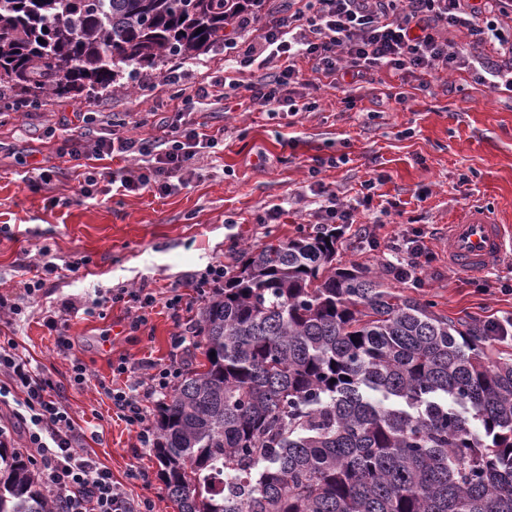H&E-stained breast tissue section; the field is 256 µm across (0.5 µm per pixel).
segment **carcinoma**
<instances>
[{"label": "carcinoma", "mask_w": 512, "mask_h": 512, "mask_svg": "<svg viewBox=\"0 0 512 512\" xmlns=\"http://www.w3.org/2000/svg\"><path fill=\"white\" fill-rule=\"evenodd\" d=\"M255 2L0 0V111L194 58ZM193 329L205 360L156 409L179 512H512V357L484 323L337 265L336 231L242 250ZM54 509L0 443V512Z\"/></svg>", "instance_id": "carcinoma-1"}]
</instances>
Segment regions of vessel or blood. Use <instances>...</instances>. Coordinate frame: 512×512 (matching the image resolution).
<instances>
[{
  "label": "vessel or blood",
  "mask_w": 512,
  "mask_h": 512,
  "mask_svg": "<svg viewBox=\"0 0 512 512\" xmlns=\"http://www.w3.org/2000/svg\"><path fill=\"white\" fill-rule=\"evenodd\" d=\"M448 262L460 273L478 276L512 255V226L473 206L448 227Z\"/></svg>",
  "instance_id": "vessel-or-blood-1"
}]
</instances>
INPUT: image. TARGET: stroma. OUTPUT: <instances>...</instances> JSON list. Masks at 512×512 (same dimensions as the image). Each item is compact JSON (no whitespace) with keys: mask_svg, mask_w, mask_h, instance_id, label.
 Wrapping results in <instances>:
<instances>
[{"mask_svg":"<svg viewBox=\"0 0 512 512\" xmlns=\"http://www.w3.org/2000/svg\"><path fill=\"white\" fill-rule=\"evenodd\" d=\"M166 67L148 72L142 82L92 97H44L24 112H0V294L15 298L28 278L27 265L41 246H49L58 266L39 296L24 300L25 311L12 323L0 318V333L13 338L20 356L37 373L50 377L82 429L80 444L107 468L127 497L150 502L154 512H178L159 478L152 448L120 420L103 388L119 363L136 367L178 356L184 368L203 359L187 346L172 350L175 327L167 299L182 294L187 317L204 306L190 281L212 264L231 263L244 247H262L298 233L316 231L324 203L317 185L339 198L358 201L356 221L342 227L336 261L381 270L402 294L423 297L453 319L503 320L512 317V260L475 278L448 265L445 242L471 203L488 207L512 225V95L496 94L479 81L476 70L450 72L447 86L421 91L415 80L385 70L360 84L347 107L341 93L307 89L314 111L288 118L245 112L235 100L202 106L199 121L223 131L224 144L200 155L188 183L170 194L124 193L78 200L79 178L48 143L49 127L75 128L79 112H108L126 120V133L158 135V123L171 114L175 87L165 81ZM408 93L405 105L386 94ZM322 159L310 178L313 159ZM55 170L48 186L31 187V168ZM468 175L460 183V175ZM385 181L369 202H362L365 181ZM59 206H52V199ZM282 206L279 223L260 216ZM371 233L379 245L363 240ZM423 236L433 253L423 261L419 279L388 274L390 242ZM79 270L68 264L77 258ZM148 283L157 305L146 326L131 331L127 304L110 303L117 288ZM64 312L71 356L60 354L46 316ZM87 368L84 388L71 383V358Z\"/></svg>","mask_w":512,"mask_h":512,"instance_id":"35a3bbf8","label":"stroma"}]
</instances>
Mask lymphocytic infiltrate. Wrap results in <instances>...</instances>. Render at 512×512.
<instances>
[{"mask_svg": "<svg viewBox=\"0 0 512 512\" xmlns=\"http://www.w3.org/2000/svg\"><path fill=\"white\" fill-rule=\"evenodd\" d=\"M507 21H512V0H298L296 8L262 24L253 11H245L224 38V58L258 72L257 80L245 83L228 71L181 93L172 116L160 125V136L151 140L90 137L89 129L103 115L83 113L85 131L57 138L56 153L77 168L107 157L140 161L133 175L105 169L88 176L77 190L80 199L96 198L102 181L124 192L167 194L201 150L221 143L196 120L198 104L234 96L246 111L293 117L315 108L314 102L295 97L296 85L342 91L386 69L415 78L426 89L439 74L476 64L484 71L482 83L495 92L512 85V34L502 28ZM254 26L259 34L246 37ZM452 31L464 33L466 43L450 44ZM180 375L176 361H145L130 384L109 390L121 420L141 442L151 441L149 405L167 397ZM6 404L58 512H153L151 505L131 502L111 472L82 450L80 429L58 387L35 373L10 338L0 339V405Z\"/></svg>", "mask_w": 512, "mask_h": 512, "instance_id": "1", "label": "lymphocytic infiltrate"}]
</instances>
